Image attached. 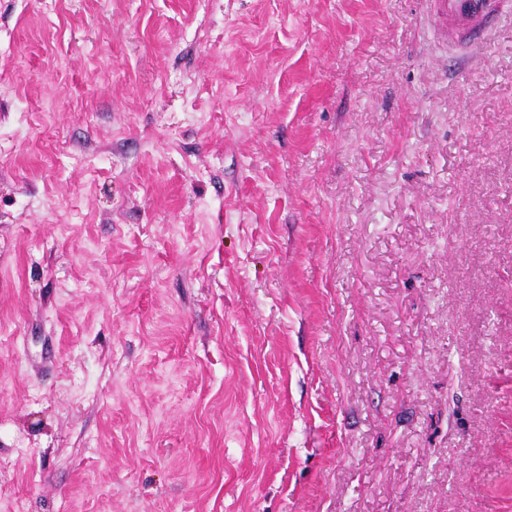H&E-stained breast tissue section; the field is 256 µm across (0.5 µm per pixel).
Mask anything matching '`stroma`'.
Listing matches in <instances>:
<instances>
[{
    "label": "stroma",
    "mask_w": 512,
    "mask_h": 512,
    "mask_svg": "<svg viewBox=\"0 0 512 512\" xmlns=\"http://www.w3.org/2000/svg\"><path fill=\"white\" fill-rule=\"evenodd\" d=\"M0 0V512H512V17ZM439 31L448 42L468 49L487 46L493 22L512 13L510 0H433Z\"/></svg>",
    "instance_id": "1"
}]
</instances>
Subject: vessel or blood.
<instances>
[{"label":"vessel or blood","mask_w":512,"mask_h":512,"mask_svg":"<svg viewBox=\"0 0 512 512\" xmlns=\"http://www.w3.org/2000/svg\"><path fill=\"white\" fill-rule=\"evenodd\" d=\"M442 34L462 48L486 45L495 20L512 13V0H433Z\"/></svg>","instance_id":"vessel-or-blood-1"}]
</instances>
